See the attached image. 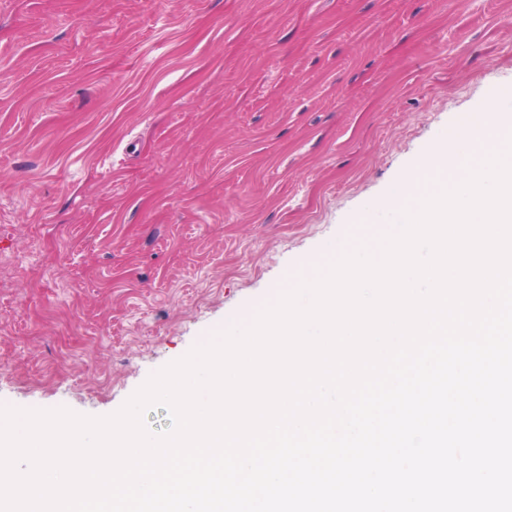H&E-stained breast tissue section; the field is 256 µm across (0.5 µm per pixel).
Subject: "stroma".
<instances>
[{
  "instance_id": "35a3bbf8",
  "label": "stroma",
  "mask_w": 512,
  "mask_h": 512,
  "mask_svg": "<svg viewBox=\"0 0 512 512\" xmlns=\"http://www.w3.org/2000/svg\"><path fill=\"white\" fill-rule=\"evenodd\" d=\"M512 104V0H0V406L118 411Z\"/></svg>"
}]
</instances>
